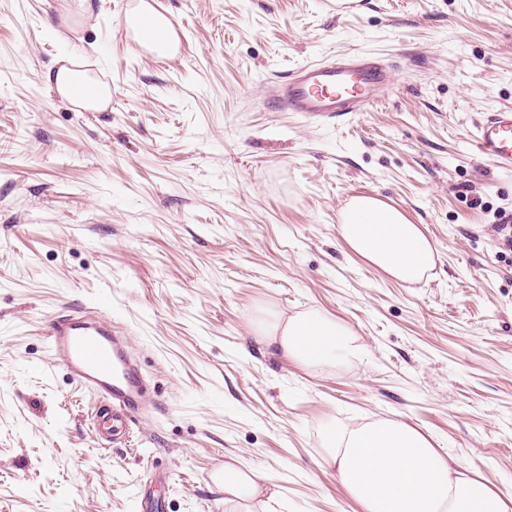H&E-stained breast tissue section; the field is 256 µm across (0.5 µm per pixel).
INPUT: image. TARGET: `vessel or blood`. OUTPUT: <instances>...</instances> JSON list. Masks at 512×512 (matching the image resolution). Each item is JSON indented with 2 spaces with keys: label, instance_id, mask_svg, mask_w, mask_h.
<instances>
[{
  "label": "vessel or blood",
  "instance_id": "vessel-or-blood-1",
  "mask_svg": "<svg viewBox=\"0 0 512 512\" xmlns=\"http://www.w3.org/2000/svg\"><path fill=\"white\" fill-rule=\"evenodd\" d=\"M392 85L390 70L361 51L340 53L294 69L276 89L278 105L310 119L365 111ZM476 151L512 172V108L489 111L473 135ZM53 367L65 370L100 398L97 418L109 440L123 438L147 390L127 336L111 319L84 309L55 314L47 331Z\"/></svg>",
  "mask_w": 512,
  "mask_h": 512
}]
</instances>
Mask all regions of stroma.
<instances>
[{"label": "stroma", "instance_id": "1", "mask_svg": "<svg viewBox=\"0 0 512 512\" xmlns=\"http://www.w3.org/2000/svg\"><path fill=\"white\" fill-rule=\"evenodd\" d=\"M0 0V512H364L323 470L326 432L406 422L512 490V174L480 156L484 112L512 107V0H159L177 61L129 45L126 0ZM364 50L394 67L365 112L310 123L274 105L290 70ZM112 89L87 112L42 75L57 59ZM356 195L434 242L399 282L339 233ZM100 308L150 380L126 441L51 368L54 313ZM319 311L360 358L317 370L267 346L257 307ZM279 495L225 502L219 463ZM159 471L169 481L156 480Z\"/></svg>", "mask_w": 512, "mask_h": 512}]
</instances>
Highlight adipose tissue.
Returning a JSON list of instances; mask_svg holds the SVG:
<instances>
[{
	"label": "adipose tissue",
	"mask_w": 512,
	"mask_h": 512,
	"mask_svg": "<svg viewBox=\"0 0 512 512\" xmlns=\"http://www.w3.org/2000/svg\"><path fill=\"white\" fill-rule=\"evenodd\" d=\"M44 79L75 106L100 110L112 98L110 86L64 59ZM339 231L354 254L400 282H420L436 264V247L421 227L379 198H353L340 213ZM263 336L267 345L312 369L356 354L347 329L317 311L278 316ZM328 446L327 468L365 512H512L511 491L442 455L430 436L407 423L379 419L336 429ZM219 487L225 501L236 504L267 492L258 473L232 463L225 464Z\"/></svg>",
	"instance_id": "adipose-tissue-1"
}]
</instances>
